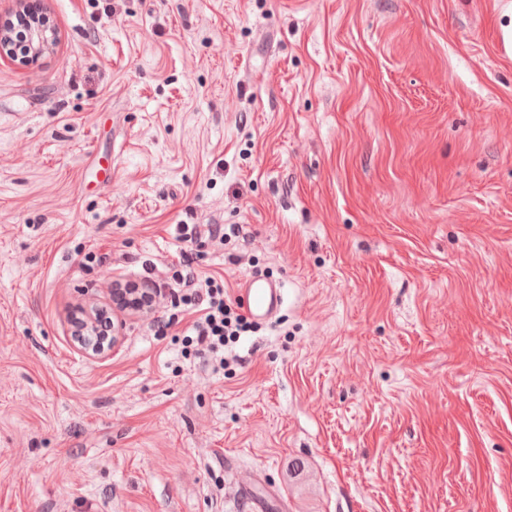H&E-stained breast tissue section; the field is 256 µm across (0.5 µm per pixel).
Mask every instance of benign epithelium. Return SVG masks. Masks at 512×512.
I'll list each match as a JSON object with an SVG mask.
<instances>
[{
    "mask_svg": "<svg viewBox=\"0 0 512 512\" xmlns=\"http://www.w3.org/2000/svg\"><path fill=\"white\" fill-rule=\"evenodd\" d=\"M26 30L27 54L20 58L15 55L13 48V26L10 20L0 21V56H5L23 66H32L46 54L53 51L58 43L59 35L55 27L49 23V18L43 12L37 0H18V9L14 13ZM113 299L118 301V306L137 312L144 311L150 303L156 300L154 293L141 288L122 287L121 283H113ZM93 302L88 301L76 310L82 322L80 327L73 329V337L84 351L92 358L105 357L119 344L122 335V321H117L113 330V338L104 342L94 343L87 333L95 324L96 310L91 308Z\"/></svg>",
    "mask_w": 512,
    "mask_h": 512,
    "instance_id": "7a95c632",
    "label": "benign epithelium"
}]
</instances>
